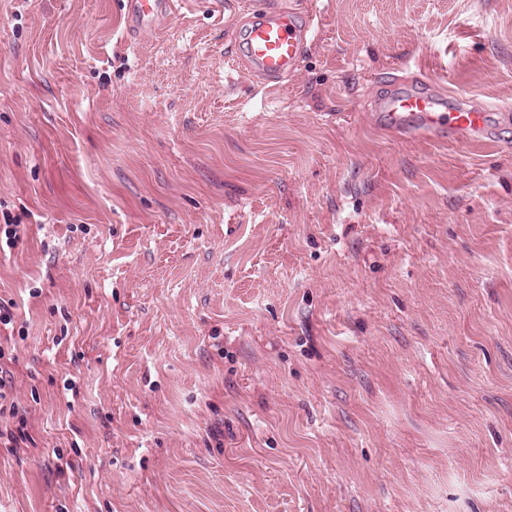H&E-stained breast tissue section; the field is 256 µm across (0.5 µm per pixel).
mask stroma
<instances>
[{
    "label": "stroma",
    "mask_w": 512,
    "mask_h": 512,
    "mask_svg": "<svg viewBox=\"0 0 512 512\" xmlns=\"http://www.w3.org/2000/svg\"><path fill=\"white\" fill-rule=\"evenodd\" d=\"M0 0V512H512V0ZM491 103L397 139L375 97ZM173 3L172 0H127V18L138 31L161 29ZM258 5L248 24L238 32L241 61L250 72L279 83L299 65L312 23L300 21L289 8H272L267 2Z\"/></svg>",
    "instance_id": "1"
}]
</instances>
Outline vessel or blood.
<instances>
[{"label": "vessel or blood", "instance_id": "vessel-or-blood-1", "mask_svg": "<svg viewBox=\"0 0 512 512\" xmlns=\"http://www.w3.org/2000/svg\"><path fill=\"white\" fill-rule=\"evenodd\" d=\"M172 11V0H127L126 14L137 30H157ZM312 24L288 8L269 7L266 0L238 32L246 68L277 83L294 72L303 57ZM491 107L471 99L446 100L433 91L400 89L384 98L373 114L375 125L399 135L432 136L475 143L489 131Z\"/></svg>", "mask_w": 512, "mask_h": 512}]
</instances>
